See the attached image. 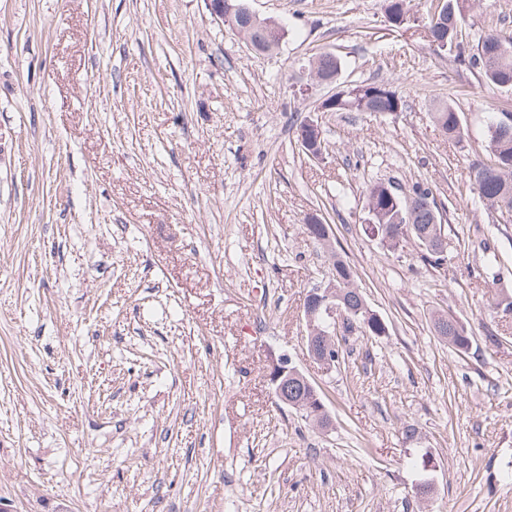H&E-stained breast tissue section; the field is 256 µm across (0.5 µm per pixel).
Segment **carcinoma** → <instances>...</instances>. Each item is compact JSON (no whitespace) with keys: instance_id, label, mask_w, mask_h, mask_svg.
Here are the masks:
<instances>
[{"instance_id":"1","label":"carcinoma","mask_w":512,"mask_h":512,"mask_svg":"<svg viewBox=\"0 0 512 512\" xmlns=\"http://www.w3.org/2000/svg\"><path fill=\"white\" fill-rule=\"evenodd\" d=\"M445 14L430 13L432 0H424L427 17L424 23L429 45L444 50V56L476 70L487 85L512 87V32L491 27L478 38L465 44L459 32L470 0H446ZM314 69L322 79H335L341 71V61L329 52L319 53ZM404 101L391 84L361 81L340 87L320 103L327 112H361L372 108L378 112H400ZM433 120L450 138L461 136L463 128L458 113L449 103L433 112ZM484 158L472 170L471 191L501 217L512 218V112L501 110L500 117L488 126L483 145ZM367 220L382 229L381 245L392 254L403 250L413 240L423 245L421 258L435 265L442 264L441 225L435 223L439 205L433 189L422 180H415L408 194L395 189L390 182L372 180L365 185ZM312 239L326 247L333 257L331 275L336 282V298L353 310L352 317L361 332L369 336H384L388 326L367 307L362 291L355 282L354 272L332 246L331 236L323 228L315 229ZM437 335L455 350L465 353L471 347V337L463 326L446 315L434 318ZM288 396L296 402V410L317 425L329 424V416L317 413V401L301 374L288 378Z\"/></svg>"}]
</instances>
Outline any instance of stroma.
Here are the masks:
<instances>
[{
	"mask_svg": "<svg viewBox=\"0 0 512 512\" xmlns=\"http://www.w3.org/2000/svg\"><path fill=\"white\" fill-rule=\"evenodd\" d=\"M269 54L203 0H0V503L8 512H512V222L469 188L512 88L436 56L385 0H247ZM512 0H472L463 40ZM329 50L335 84L301 95ZM402 111L322 112L352 81ZM463 125L445 137L432 112ZM322 129L323 160L297 140ZM427 181L444 261L362 230L364 185ZM316 214L389 327L309 358L303 304L328 271ZM496 253L494 275L483 272ZM472 338L461 354L434 313ZM288 353L332 423L277 406ZM417 436L407 439V427ZM436 490L421 500V475ZM433 120L440 130L449 138L461 136L463 128L458 113L449 103L440 105L433 112Z\"/></svg>",
	"mask_w": 512,
	"mask_h": 512,
	"instance_id": "obj_1",
	"label": "stroma"
}]
</instances>
